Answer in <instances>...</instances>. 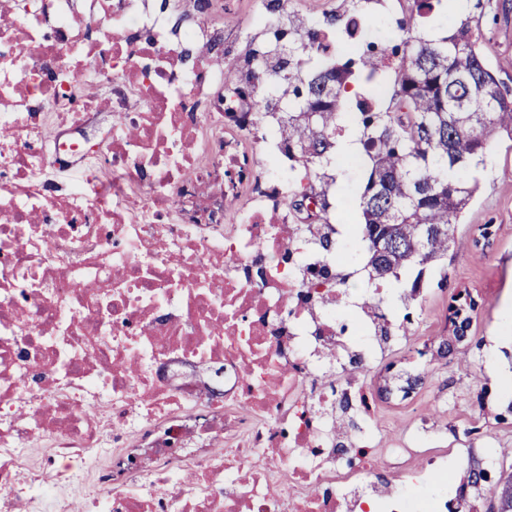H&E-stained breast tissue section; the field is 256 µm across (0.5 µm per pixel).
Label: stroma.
<instances>
[{
	"label": "stroma",
	"mask_w": 512,
	"mask_h": 512,
	"mask_svg": "<svg viewBox=\"0 0 512 512\" xmlns=\"http://www.w3.org/2000/svg\"><path fill=\"white\" fill-rule=\"evenodd\" d=\"M353 13L369 15L373 34L383 40L396 33L403 16L398 0H296L294 9L298 17L332 14L340 23ZM461 15L470 17L489 66L512 94V0H467L463 13H448L443 26L452 27ZM485 226L490 236L483 240L479 230ZM456 237L457 245L443 260L444 276L425 278L424 296L410 330L394 351L398 364L391 369L374 367L364 375L381 416L374 440L381 448H404L421 425L447 427L446 438L435 445L447 450L453 468L466 442L464 429L477 421L503 448L504 460L512 462V423H498V407L479 399L484 386L499 384L503 375L512 373V363L503 355L512 350V336L504 330L502 313L503 303L512 301L511 139H491L487 170L460 217ZM457 293L476 301L477 309L468 341L440 359L426 353L425 345L452 340L448 306ZM415 375L422 376V385L404 396L407 378Z\"/></svg>",
	"instance_id": "1"
}]
</instances>
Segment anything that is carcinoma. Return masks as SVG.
<instances>
[{"label":"carcinoma","mask_w":512,"mask_h":512,"mask_svg":"<svg viewBox=\"0 0 512 512\" xmlns=\"http://www.w3.org/2000/svg\"><path fill=\"white\" fill-rule=\"evenodd\" d=\"M406 2L401 34L390 44L363 42L349 18L336 31L346 54L321 60L315 38H304L302 22L291 20L296 42L288 60L275 63L268 54L261 64V77L280 88V97L264 109L275 111L280 99H288L286 148L303 162L304 178L320 175L347 128L359 132L370 172L358 189L361 223L352 231L363 243L359 268L367 277L366 304L374 303L372 288L398 278L379 274L382 265L416 270L402 287L419 299L422 277L440 267L456 244V226L478 189L489 140L500 132L512 139V97L486 64L469 23L461 22L446 37L426 39L417 33L418 21L446 11L444 0ZM391 81L390 104L368 106ZM419 224H434L436 232L408 260ZM376 229L391 230L394 247L385 256L372 251Z\"/></svg>","instance_id":"1"}]
</instances>
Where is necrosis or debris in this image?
<instances>
[{"instance_id": "4bbe7bcc", "label": "necrosis or debris", "mask_w": 512, "mask_h": 512, "mask_svg": "<svg viewBox=\"0 0 512 512\" xmlns=\"http://www.w3.org/2000/svg\"><path fill=\"white\" fill-rule=\"evenodd\" d=\"M182 14L0 0V512H475L424 439L374 446L394 312L345 291L320 186L289 207L273 86Z\"/></svg>"}]
</instances>
